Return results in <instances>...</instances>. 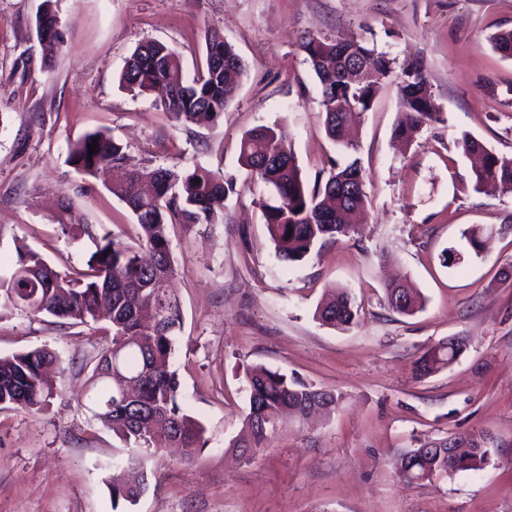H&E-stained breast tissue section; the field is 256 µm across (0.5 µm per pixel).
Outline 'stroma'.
Masks as SVG:
<instances>
[{
    "mask_svg": "<svg viewBox=\"0 0 512 512\" xmlns=\"http://www.w3.org/2000/svg\"><path fill=\"white\" fill-rule=\"evenodd\" d=\"M43 0H0V276L25 244L56 270L83 252L58 237L59 194L135 242L138 227L101 183L65 163L70 141L104 129L134 162L223 174L234 190L220 224L170 226L182 329L172 358L183 407L206 428L194 461L182 451L131 448L91 420L86 380L104 343L88 326L0 308V357L46 347L59 364L42 410H0V512H512V193L474 190L456 147L467 133L512 153V58L489 38L512 29V0H58L62 42L45 65L35 33ZM220 31L245 64L237 94L212 125H185L153 96L119 83L144 41L201 70L205 36ZM363 37L397 66L423 61L443 122L408 151L393 137L397 82L389 80L353 131L357 153L326 136L318 82L299 50L306 32ZM279 125L306 181L331 161L360 158L368 195L358 234L286 264L270 240L266 187L239 161L243 136ZM469 226L494 229L481 253L448 267ZM405 278L423 311L393 312L385 285ZM344 289L357 324L317 320V305ZM451 337L465 352L417 376L416 360ZM263 365L341 393L333 413L276 424L243 457L231 442L248 411L246 369ZM454 433L494 445L478 470L407 483V451ZM152 478L136 503L113 502V459Z\"/></svg>",
    "mask_w": 512,
    "mask_h": 512,
    "instance_id": "stroma-1",
    "label": "stroma"
}]
</instances>
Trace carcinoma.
Returning a JSON list of instances; mask_svg holds the SVG:
<instances>
[{
	"mask_svg": "<svg viewBox=\"0 0 512 512\" xmlns=\"http://www.w3.org/2000/svg\"><path fill=\"white\" fill-rule=\"evenodd\" d=\"M53 0H44L38 18L46 19L51 35L38 39L48 45L60 40ZM490 42L495 51L512 57V29L503 30ZM320 85L324 128L335 144L345 141L348 127L369 111L386 79L394 74L395 59L362 39L337 40L310 33L299 45ZM368 68L375 81L361 84L345 79L353 68ZM244 64L234 47L217 31L206 35L204 69L186 76L181 57L168 44L141 43L126 60L120 83L140 94L157 92L160 105L184 123H212L224 115L239 86ZM441 112L429 89L427 70L417 61L398 75V113L395 135L410 143L425 126L440 121ZM96 144L94 154L89 145ZM456 146L479 159L475 187L493 182L512 192V154L496 152L464 133ZM239 160L268 188L261 204L267 232L279 259L300 261L355 232L365 212L368 196L358 160L345 165L331 162L326 180L308 186L279 126H260L241 141ZM66 163L81 181L96 180L122 202L140 227L134 244L101 225L90 224L77 212L75 200L64 194L55 217L57 231L67 243L85 249L81 267L63 272L53 269L36 251L17 246L16 267L0 278V305L20 308L32 315L46 314L74 325L99 321L106 308L110 328L106 346L87 379L94 392L96 420L112 424L127 442L156 453L179 447L191 460L206 445L204 425L188 414L179 400V379L172 370L177 332L182 326L176 295L177 275L169 248L171 224H216L224 196L233 184L217 173L195 168L180 171L162 166L132 163L127 146L105 130L86 133L68 147ZM389 308L411 316L423 308L417 289L408 282L385 288ZM322 323L346 328L356 323L359 306L346 291L319 305L315 312ZM448 347L425 352L416 362V373L427 376L448 365ZM56 362L47 348H36L0 357V410L43 408L53 397V385L45 375ZM117 365L123 379L110 375ZM249 412L246 436L233 447L250 455L264 447L268 432L285 414L299 420L311 413L336 409L341 395L317 388L297 378L255 366L247 376ZM459 469L474 470L490 455L489 439L481 434H462ZM410 465L402 477L422 482L448 475V447L429 443L409 453ZM128 478L112 485V502L134 503L150 486V475L129 461Z\"/></svg>",
	"mask_w": 512,
	"mask_h": 512,
	"instance_id": "obj_1",
	"label": "carcinoma"
}]
</instances>
